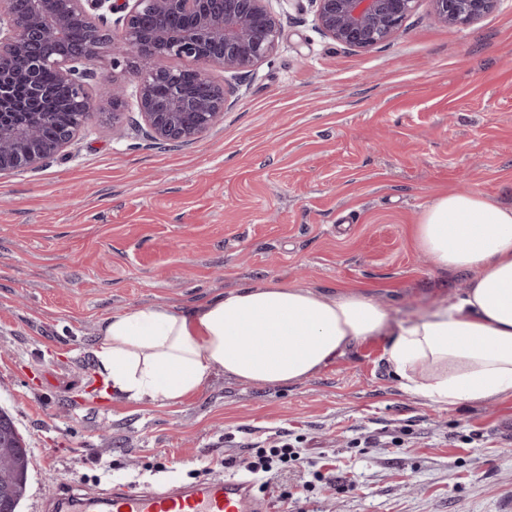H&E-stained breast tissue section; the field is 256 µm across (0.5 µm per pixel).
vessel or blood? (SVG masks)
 <instances>
[{
    "label": "vessel or blood",
    "mask_w": 512,
    "mask_h": 512,
    "mask_svg": "<svg viewBox=\"0 0 512 512\" xmlns=\"http://www.w3.org/2000/svg\"><path fill=\"white\" fill-rule=\"evenodd\" d=\"M55 512H264L250 483L214 478L163 492L115 488L105 497L77 496L71 488L55 492Z\"/></svg>",
    "instance_id": "1"
}]
</instances>
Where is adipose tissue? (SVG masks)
<instances>
[{
  "mask_svg": "<svg viewBox=\"0 0 512 512\" xmlns=\"http://www.w3.org/2000/svg\"><path fill=\"white\" fill-rule=\"evenodd\" d=\"M414 239L437 267L470 275L462 295L423 317L394 325L359 292L326 296L268 280L187 308L107 316L91 348L95 371L128 401L175 404L215 373L294 384L385 334L403 388L435 405L512 393V206L478 191L441 194L422 208Z\"/></svg>",
  "mask_w": 512,
  "mask_h": 512,
  "instance_id": "adipose-tissue-1",
  "label": "adipose tissue"
}]
</instances>
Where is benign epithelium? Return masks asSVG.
Returning <instances> with one entry per match:
<instances>
[{
  "label": "benign epithelium",
  "instance_id": "obj_1",
  "mask_svg": "<svg viewBox=\"0 0 512 512\" xmlns=\"http://www.w3.org/2000/svg\"><path fill=\"white\" fill-rule=\"evenodd\" d=\"M272 0H31V7L0 10V177L35 169L59 156L80 129L58 127L42 136L50 112H21L15 98L24 86L39 97L43 69L55 72L78 101L90 100L85 80L91 65L112 53V67L135 79L134 111L157 144L179 145L215 126L237 88L235 79L276 51L280 18ZM315 27L339 45L370 50L388 43L418 0H309ZM437 18L455 32L492 12L500 0H431ZM81 25L86 40L67 39ZM180 62L178 67L166 65ZM178 71L190 72L203 92L157 96V86ZM125 87L112 83V121L126 107Z\"/></svg>",
  "mask_w": 512,
  "mask_h": 512
}]
</instances>
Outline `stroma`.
Here are the masks:
<instances>
[{"mask_svg": "<svg viewBox=\"0 0 512 512\" xmlns=\"http://www.w3.org/2000/svg\"><path fill=\"white\" fill-rule=\"evenodd\" d=\"M277 51L202 137L159 145L124 113L111 57L95 106L48 165L0 178V411L31 457L16 512L78 482L161 490L224 475L286 432L336 457L333 489L270 512H512V395L452 408L405 391L388 337L292 385L212 375L177 405L98 396L89 348L131 306L182 308L257 279L358 290L399 322L467 277L415 247L424 205L476 190L512 205V0L449 33L429 0L368 52L324 37L308 0H276Z\"/></svg>", "mask_w": 512, "mask_h": 512, "instance_id": "obj_1", "label": "stroma"}]
</instances>
